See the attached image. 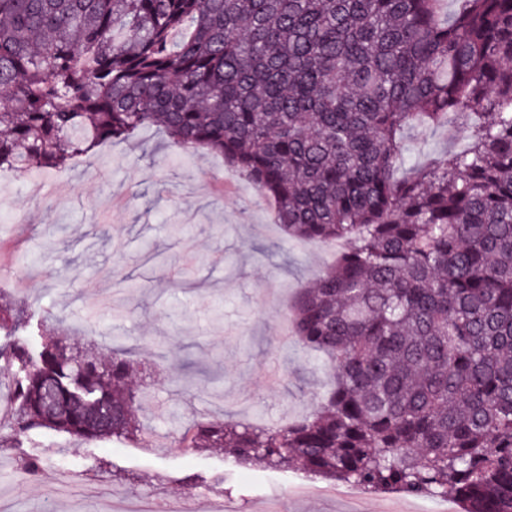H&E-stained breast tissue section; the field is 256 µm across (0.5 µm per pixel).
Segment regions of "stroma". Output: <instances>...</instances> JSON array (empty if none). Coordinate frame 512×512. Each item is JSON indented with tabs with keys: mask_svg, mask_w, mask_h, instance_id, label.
Here are the masks:
<instances>
[{
	"mask_svg": "<svg viewBox=\"0 0 512 512\" xmlns=\"http://www.w3.org/2000/svg\"><path fill=\"white\" fill-rule=\"evenodd\" d=\"M466 142L451 123L410 128L405 144L427 163ZM53 179L55 196L35 175L0 186V277L28 280L30 297L77 345H134L150 439L84 443L40 433L0 447V512H121L135 493L176 505L221 498L239 512L436 506L435 497L401 492L354 499L301 470L246 469L182 444L195 417L275 427L316 406L329 386L322 359L281 333L295 290L335 259V245L288 238L242 175L157 129L105 145ZM172 354L192 362V384L170 369ZM26 454L44 458L39 477L22 475Z\"/></svg>",
	"mask_w": 512,
	"mask_h": 512,
	"instance_id": "1",
	"label": "stroma"
}]
</instances>
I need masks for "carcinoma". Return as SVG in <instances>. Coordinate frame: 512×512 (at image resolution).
<instances>
[{
    "instance_id": "obj_1",
    "label": "carcinoma",
    "mask_w": 512,
    "mask_h": 512,
    "mask_svg": "<svg viewBox=\"0 0 512 512\" xmlns=\"http://www.w3.org/2000/svg\"><path fill=\"white\" fill-rule=\"evenodd\" d=\"M0 96V173L156 127L222 156L288 235L350 242L290 310L333 379L318 407L197 418L187 445L512 512V0H0ZM451 119L466 147L398 174L405 130ZM31 309L0 305V427L146 440L132 350L79 351Z\"/></svg>"
}]
</instances>
